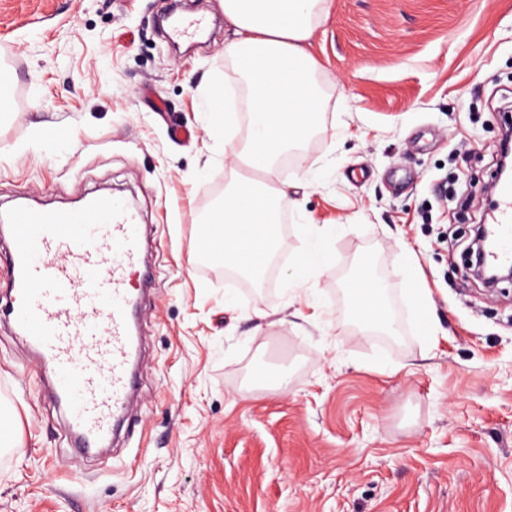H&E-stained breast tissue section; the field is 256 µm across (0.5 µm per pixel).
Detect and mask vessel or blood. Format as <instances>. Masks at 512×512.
<instances>
[{"label":"vessel or blood","instance_id":"obj_1","mask_svg":"<svg viewBox=\"0 0 512 512\" xmlns=\"http://www.w3.org/2000/svg\"><path fill=\"white\" fill-rule=\"evenodd\" d=\"M493 262L512 264V186L492 214ZM13 247L8 310L17 332L56 376L77 437L106 442L128 418L135 388L130 272L141 271L136 216L120 200L95 197L81 208H17L8 217Z\"/></svg>","mask_w":512,"mask_h":512}]
</instances>
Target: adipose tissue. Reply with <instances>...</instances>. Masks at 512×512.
<instances>
[{"instance_id":"1","label":"adipose tissue","mask_w":512,"mask_h":512,"mask_svg":"<svg viewBox=\"0 0 512 512\" xmlns=\"http://www.w3.org/2000/svg\"><path fill=\"white\" fill-rule=\"evenodd\" d=\"M328 8L329 0H224V18L234 34L226 51L239 62L249 88V136L231 152L255 176L233 177L207 221L222 227L220 262L248 276H261L263 268L246 263L245 255H270L278 243V211L288 186L272 181L276 161L306 138L319 109L316 64L305 44ZM364 286L373 300L350 297L351 320L367 329L385 327L383 288L370 273Z\"/></svg>"}]
</instances>
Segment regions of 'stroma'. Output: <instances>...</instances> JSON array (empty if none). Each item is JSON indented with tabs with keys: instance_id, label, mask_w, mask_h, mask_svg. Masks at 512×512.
<instances>
[{
	"instance_id": "obj_1",
	"label": "stroma",
	"mask_w": 512,
	"mask_h": 512,
	"mask_svg": "<svg viewBox=\"0 0 512 512\" xmlns=\"http://www.w3.org/2000/svg\"><path fill=\"white\" fill-rule=\"evenodd\" d=\"M170 0H0V210L107 191L152 240L154 289L130 438L71 448L65 415L0 319V408L19 448L0 512H512V284L487 291L466 246L512 112V0H330L306 48L321 108L302 163L279 162L306 230L336 226L326 268L271 294L199 274V204L234 167L205 108L237 70L221 0L178 44ZM432 300L423 331L402 253ZM394 276L403 339L353 334L344 288L366 256ZM263 366L283 385H257Z\"/></svg>"
}]
</instances>
